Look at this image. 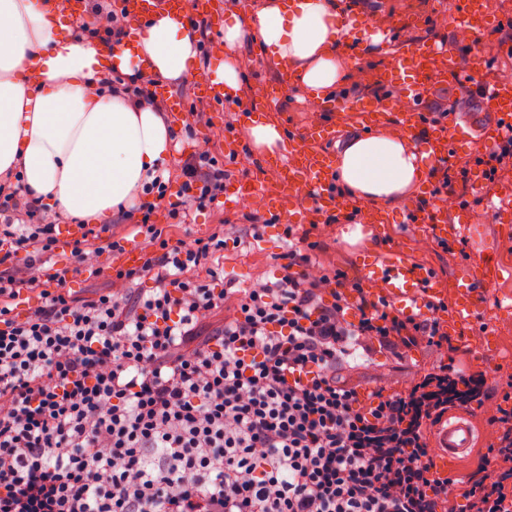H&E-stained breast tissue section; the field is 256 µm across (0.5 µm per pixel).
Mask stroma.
<instances>
[{"instance_id": "1", "label": "stroma", "mask_w": 512, "mask_h": 512, "mask_svg": "<svg viewBox=\"0 0 512 512\" xmlns=\"http://www.w3.org/2000/svg\"><path fill=\"white\" fill-rule=\"evenodd\" d=\"M383 16L387 19L406 14H419L426 22L418 27L397 29L396 35L402 43L413 44L421 41H436L447 44L455 29L453 24H439V16H453L455 0H379ZM237 59L249 60L248 68L240 69L241 104L249 105L253 114L261 115L275 122L283 134H296L308 124L305 110L310 98L302 85L286 87L276 100L267 97L268 87L275 80L278 68L276 62L263 59L250 42H243L233 50ZM430 98L447 100L450 107L448 120L458 134L470 138L472 145L482 146L480 128L490 125L491 114L484 104L469 99L465 89L455 82L433 87ZM491 188H483L466 196L477 223L483 230L478 238L468 239L466 243H453L449 253L435 248L421 247L418 235L408 231L400 218L404 204L388 206L389 220L380 232L371 239L349 241L348 235L353 226L349 223L336 224L329 228L330 238L336 241V260L341 264H354L362 248L379 252L391 246H397L407 252L420 265L432 269L442 279L446 288H453L457 278L466 265L482 260L497 264L499 275L493 284L480 286L479 302L472 322L463 330L464 337L458 342V360L468 366L486 371L489 384L499 382L501 373H512V359L498 362L491 357H477L474 353L483 332L503 337L507 347H512V226L505 222H496L485 210L484 198L491 195ZM249 208L238 205L227 209L215 206L210 209L191 210L189 227H172L173 238L187 236L208 229L209 225L225 219L233 224H243ZM285 242L277 229H267L260 240L238 248H228L224 252V280L235 284L246 281H270L276 273V257L284 249ZM432 359L420 353L397 361L389 355L380 353L373 360L371 368L351 371L350 376L363 388L378 385L390 389H400L409 384L418 373L429 368Z\"/></svg>"}]
</instances>
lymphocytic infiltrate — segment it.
<instances>
[{"label":"lymphocytic infiltrate","mask_w":512,"mask_h":512,"mask_svg":"<svg viewBox=\"0 0 512 512\" xmlns=\"http://www.w3.org/2000/svg\"><path fill=\"white\" fill-rule=\"evenodd\" d=\"M125 2L77 22L79 38L119 42ZM100 83L163 109L151 75ZM236 160L196 150L180 165V201L155 177L148 202L65 244L21 182L0 183V512H512V374L482 479L458 489L433 470L435 427L491 401L485 373L455 363L445 300L413 317L364 292L317 236L335 213L284 225L275 281L239 288L225 287L219 257L270 226L261 209L247 228L219 223L187 241L157 223L162 210L182 225L214 205ZM118 224L143 236L139 266L118 264ZM86 272L108 286L70 292ZM414 351L430 368L378 388L371 406L341 376L353 356Z\"/></svg>","instance_id":"f902f5d3"}]
</instances>
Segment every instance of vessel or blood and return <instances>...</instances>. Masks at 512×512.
Listing matches in <instances>:
<instances>
[{
    "instance_id": "b4317fda",
    "label": "vessel or blood",
    "mask_w": 512,
    "mask_h": 512,
    "mask_svg": "<svg viewBox=\"0 0 512 512\" xmlns=\"http://www.w3.org/2000/svg\"><path fill=\"white\" fill-rule=\"evenodd\" d=\"M135 14L142 15L157 8L192 19L211 8V0H129ZM390 26L375 22L372 15H364L363 19L349 28V36L353 43L361 49H370L373 35L388 36ZM486 61L472 58L460 61L454 51L440 48L432 44H399L391 51V64L380 76L385 84L405 83L407 86L408 106L404 111L394 112L371 98L348 99L340 98L335 106L341 110L353 112L355 121L360 128L372 125V115L383 118H395L401 130L409 137L421 136L424 126V111L421 102L429 85L437 79L452 80L461 86H469L476 76L483 73ZM485 101L492 108L497 122L484 133V140H497L503 130L512 126V89L495 83L485 85ZM334 127L315 123L303 132L289 136L288 147L284 157L276 159L274 166L278 171V188L269 208L280 209L283 200L294 199L296 187H303L313 208L323 212L347 210L346 202L336 198L331 190L333 159L323 149L324 141L335 138ZM424 151L428 161H438L448 157H466L470 152L467 140L456 137L450 125L444 124L432 128L425 136ZM442 209L431 212L430 223L425 226V233L434 240L451 241L469 236L476 230L471 221L468 209L457 208V223H446L442 218ZM364 269L366 277L364 287L372 294L387 293L397 299L398 305L411 316H419L425 311L424 296L438 297L443 295L442 282L427 269L415 264L400 250L391 248L384 252L369 256ZM490 265L482 263L471 269L456 291L452 310L444 320L449 330L469 324L477 306L479 285L485 284L489 278ZM475 432L472 422L465 413L454 412L451 421L440 427L437 432V450L433 455L434 470L441 476L455 478L456 462L475 446Z\"/></svg>"
}]
</instances>
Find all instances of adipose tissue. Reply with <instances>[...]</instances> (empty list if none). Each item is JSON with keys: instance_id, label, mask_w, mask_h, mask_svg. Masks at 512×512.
Segmentation results:
<instances>
[{"instance_id": "ef3b65f1", "label": "adipose tissue", "mask_w": 512, "mask_h": 512, "mask_svg": "<svg viewBox=\"0 0 512 512\" xmlns=\"http://www.w3.org/2000/svg\"><path fill=\"white\" fill-rule=\"evenodd\" d=\"M73 12L65 0H0V176L19 174L50 214L105 224L138 201L176 144L166 118L100 91L96 78L116 67L176 82L194 68L197 37L158 9L119 44L94 45L72 36ZM334 17L328 0H274L257 20L225 21L224 48L250 41L324 98L351 78ZM333 177L353 199L389 204L407 199L426 169L405 136L378 132L346 142Z\"/></svg>"}]
</instances>
